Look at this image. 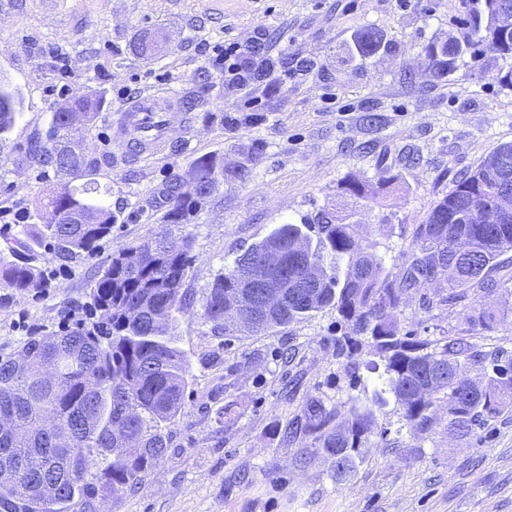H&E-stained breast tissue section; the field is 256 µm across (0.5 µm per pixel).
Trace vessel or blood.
<instances>
[{
	"instance_id": "b4317fda",
	"label": "vessel or blood",
	"mask_w": 512,
	"mask_h": 512,
	"mask_svg": "<svg viewBox=\"0 0 512 512\" xmlns=\"http://www.w3.org/2000/svg\"><path fill=\"white\" fill-rule=\"evenodd\" d=\"M181 117V109L172 98L150 94L130 101L122 109L120 127L138 142L141 152H154L165 147V130Z\"/></svg>"
}]
</instances>
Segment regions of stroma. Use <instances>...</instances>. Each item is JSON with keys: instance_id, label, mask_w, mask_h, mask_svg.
<instances>
[{"instance_id": "1", "label": "stroma", "mask_w": 512, "mask_h": 512, "mask_svg": "<svg viewBox=\"0 0 512 512\" xmlns=\"http://www.w3.org/2000/svg\"><path fill=\"white\" fill-rule=\"evenodd\" d=\"M469 0H0V79L22 96L21 115L0 145V207L32 215L55 172L28 153L45 136L55 105L75 94L105 104L82 132L86 154L119 220L98 253L62 261L36 248L42 293L0 289V359L31 336H51L91 323L94 274L116 246L151 239L168 209L171 185L201 155L223 159L226 176L188 224L193 262L184 290L191 305L179 319V347L191 367L184 404L166 432L168 448L141 485L98 501V512H512V407L457 439L448 433V403L429 411L430 430L412 436L395 406L378 418L387 436L369 437L346 479L334 460L303 462L299 444L271 432L308 400L344 413L369 386L376 357L362 349L337 356L344 332L334 311L259 335H225L201 318L217 274L279 224L318 208L352 205L349 178L395 188L356 205L360 234L376 243L392 272L457 177L499 145L512 143V87L502 78L512 57L479 45L466 23ZM386 48L351 52L364 30ZM163 33L157 54L143 55V32ZM265 33L289 73L274 90L241 97L225 86L200 41H245ZM455 36L474 43L451 70L436 73L422 48ZM151 93L193 102L186 124H174L164 152L129 158L112 119L133 97ZM248 164L241 181L233 169ZM438 284L404 295L402 332L431 340L462 337L487 355L512 358V284L492 293L467 291L454 306ZM494 311L486 329L468 316ZM232 404L230 416L216 411Z\"/></svg>"}]
</instances>
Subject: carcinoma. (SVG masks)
<instances>
[{
    "instance_id": "obj_1",
    "label": "carcinoma",
    "mask_w": 512,
    "mask_h": 512,
    "mask_svg": "<svg viewBox=\"0 0 512 512\" xmlns=\"http://www.w3.org/2000/svg\"><path fill=\"white\" fill-rule=\"evenodd\" d=\"M470 16L480 41L501 56H512V33L501 31L497 19L512 0H478ZM362 56L381 49L379 37L366 30L354 37ZM470 43L454 36L433 41L424 53L438 71L451 68ZM103 100L96 94L57 103L43 146L41 161L51 166L57 184L43 197L30 224L19 225L16 246L0 253V289L40 292V270L25 255L28 241L47 244L61 260L93 255L112 233L118 216L107 203L110 187L95 178L86 156L68 148L66 118L79 113L92 122ZM19 117L16 95L0 82V142ZM197 184L170 193L165 224L150 240L123 244L97 272L91 288V326L78 325L50 337H31L16 355L0 359V512H96L107 494L120 496L142 484L161 462L166 426L183 406L190 370L177 346L178 314L186 305L183 283L190 265L191 239L173 234L188 224L224 178V163L210 155L192 161ZM512 175V144H503L433 206L412 233L411 255L395 274L385 258L371 251L349 215L317 209L287 221L249 247L234 266L215 278L201 307V317L224 334L255 335L331 308L348 331L336 338L338 354L352 357L369 346L383 363V373L369 396L353 397L344 415L315 398L306 403L294 425L274 428L288 441L311 437L314 448L336 457V476L355 471L360 448L372 435H384L378 411L391 395L401 421L416 435L429 428L428 411L441 395L448 402V432L460 439L496 418L512 405V359L491 360L464 338L446 342L401 333L397 317L402 296L423 282L446 284L453 304L458 290L488 287L487 276L502 268L500 257L512 253V216L487 224L483 201L490 175ZM397 176L378 174L368 186L354 179L344 192L356 199L373 198L390 189ZM303 236L308 251L293 250ZM277 262L265 275L270 284L286 288L288 301L262 310L237 271L269 252ZM323 265L322 279L309 286L302 266ZM347 271H342V268ZM313 288L307 292L306 288ZM236 299L249 316L240 323L224 318V301ZM53 366L48 379L44 368ZM470 367L484 375L460 377ZM122 425L136 442L134 451L119 453L112 428ZM43 482L57 487L54 498L37 494Z\"/></svg>"
}]
</instances>
